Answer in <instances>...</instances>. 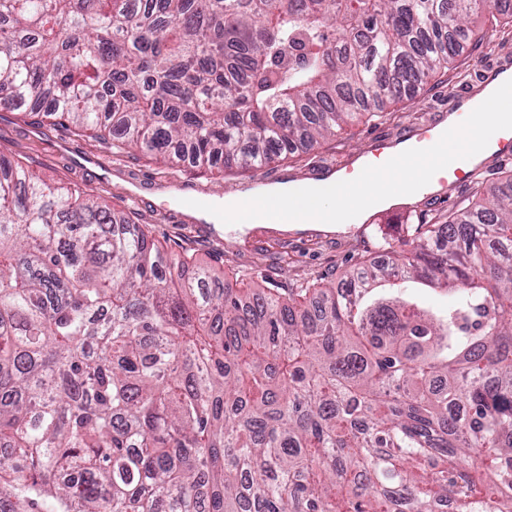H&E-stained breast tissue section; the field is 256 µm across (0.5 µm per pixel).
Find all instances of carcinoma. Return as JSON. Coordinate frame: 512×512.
Masks as SVG:
<instances>
[{
	"label": "carcinoma",
	"mask_w": 512,
	"mask_h": 512,
	"mask_svg": "<svg viewBox=\"0 0 512 512\" xmlns=\"http://www.w3.org/2000/svg\"><path fill=\"white\" fill-rule=\"evenodd\" d=\"M486 13L512 0H0V107L258 171L453 69ZM483 190L339 286L212 288L0 154V512H512V173Z\"/></svg>",
	"instance_id": "cac0c4a2"
}]
</instances>
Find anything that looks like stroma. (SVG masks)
I'll list each match as a JSON object with an SVG mask.
<instances>
[{"instance_id": "stroma-1", "label": "stroma", "mask_w": 512, "mask_h": 512, "mask_svg": "<svg viewBox=\"0 0 512 512\" xmlns=\"http://www.w3.org/2000/svg\"><path fill=\"white\" fill-rule=\"evenodd\" d=\"M509 65L512 28L489 32L479 44H464L456 69L431 77L412 98L391 104L385 114L350 123L313 150L276 161L258 172L220 168L201 172L187 166L173 168L133 152L115 154L91 135H77L65 125L40 123L5 108H0V152L27 161L31 170L49 183L104 194L114 209L148 225L153 241L169 253L191 255L198 263L218 270L244 271L265 288H292L317 279L336 281L360 262L383 258L385 243L403 248L417 225L433 223L475 202L473 185L453 190L444 202L423 199L409 215L385 212L363 237L353 230L291 231L281 226H255L244 235L225 230L218 240L204 236L201 220L180 208L169 197V189L189 183L199 193L227 198L264 182L270 174L281 183L324 177L333 164L356 161L373 140L394 145L416 127L441 121L454 96L476 84L480 69ZM79 154L97 155L109 165L108 180H101L94 165L74 163ZM132 190L140 195V202L129 198Z\"/></svg>"}]
</instances>
